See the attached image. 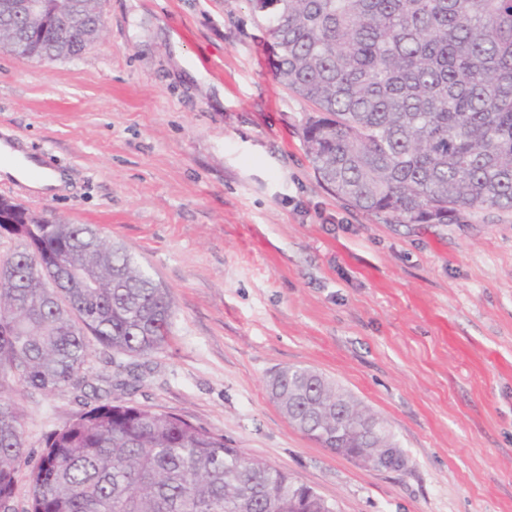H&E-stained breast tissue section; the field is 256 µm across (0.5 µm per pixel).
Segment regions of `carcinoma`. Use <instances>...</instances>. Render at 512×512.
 Wrapping results in <instances>:
<instances>
[{
	"instance_id": "carcinoma-1",
	"label": "carcinoma",
	"mask_w": 512,
	"mask_h": 512,
	"mask_svg": "<svg viewBox=\"0 0 512 512\" xmlns=\"http://www.w3.org/2000/svg\"><path fill=\"white\" fill-rule=\"evenodd\" d=\"M0 0V47L76 58L102 25L98 0ZM268 23L276 79L308 102L306 155L336 196L387 224H454L512 211V0H248ZM76 10L84 26L62 17ZM0 199V502L26 469V512H336L288 472L242 455L175 414L97 405L33 458L15 388L84 385L97 343L116 356L159 350L173 299L125 245ZM289 423L324 448L370 455L398 443L386 422L322 373L287 366L269 380ZM349 405L341 433L336 408Z\"/></svg>"
}]
</instances>
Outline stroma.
<instances>
[{
	"mask_svg": "<svg viewBox=\"0 0 512 512\" xmlns=\"http://www.w3.org/2000/svg\"><path fill=\"white\" fill-rule=\"evenodd\" d=\"M76 59L0 48V140L64 173L0 197L89 224L134 252L174 301L145 358L93 346L88 387L14 392L24 438L99 398L178 414L288 471L337 512H512V213L386 224L315 174L311 106L269 64L247 0H99ZM135 387H114L117 365ZM301 365L384 417L401 471L336 455L294 429L267 382Z\"/></svg>",
	"mask_w": 512,
	"mask_h": 512,
	"instance_id": "obj_1",
	"label": "stroma"
}]
</instances>
